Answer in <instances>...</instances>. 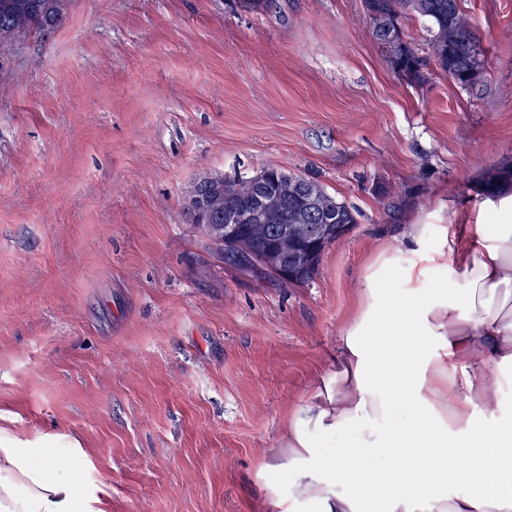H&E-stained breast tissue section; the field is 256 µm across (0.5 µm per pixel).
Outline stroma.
I'll list each match as a JSON object with an SVG mask.
<instances>
[{"label":"stroma","mask_w":512,"mask_h":512,"mask_svg":"<svg viewBox=\"0 0 512 512\" xmlns=\"http://www.w3.org/2000/svg\"><path fill=\"white\" fill-rule=\"evenodd\" d=\"M481 86L411 82L362 0H71L0 91V442L107 512H259L258 469L333 376L361 275L430 264L512 162V0H462ZM267 167L360 213L300 286L214 259L189 189ZM423 229L411 249L394 238Z\"/></svg>","instance_id":"35a3bbf8"}]
</instances>
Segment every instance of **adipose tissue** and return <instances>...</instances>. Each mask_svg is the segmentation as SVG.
Masks as SVG:
<instances>
[{
    "mask_svg": "<svg viewBox=\"0 0 512 512\" xmlns=\"http://www.w3.org/2000/svg\"><path fill=\"white\" fill-rule=\"evenodd\" d=\"M485 206L492 223L464 225L438 251L447 274L429 294L416 287L425 268L412 265L381 301L388 250L365 268L332 379L290 416L287 456L260 468L271 512L283 505L281 472L297 512H360L375 497L381 512H512V417L500 413L502 368L512 365V194ZM400 406L409 418L396 429ZM350 431L357 439L340 458L321 454L320 436ZM372 455L389 467L352 480ZM458 460L478 491L452 496L441 485ZM98 502L81 467L0 443V512H99Z\"/></svg>",
    "mask_w": 512,
    "mask_h": 512,
    "instance_id": "ef3b65f1",
    "label": "adipose tissue"
}]
</instances>
